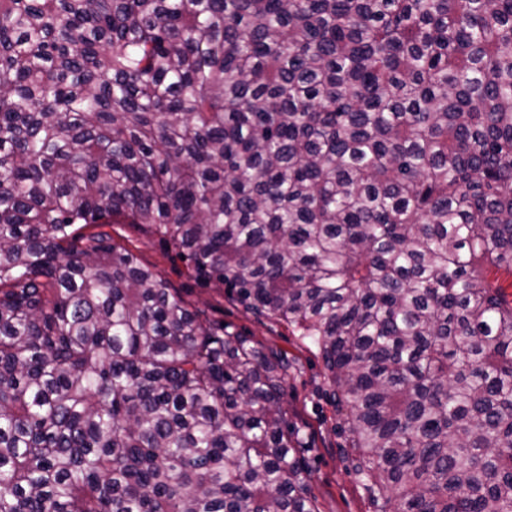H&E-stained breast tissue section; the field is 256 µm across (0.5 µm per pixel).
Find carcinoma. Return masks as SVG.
Listing matches in <instances>:
<instances>
[{"label":"carcinoma","instance_id":"cac0c4a2","mask_svg":"<svg viewBox=\"0 0 512 512\" xmlns=\"http://www.w3.org/2000/svg\"><path fill=\"white\" fill-rule=\"evenodd\" d=\"M315 347L374 512H512V0H0V512H319ZM96 231L109 232L113 244L133 252L143 265L177 288L187 303L205 311L208 320L230 325L265 352L272 350L288 361L284 407L288 420L301 430L303 444L297 457L312 472L310 489L320 512H372L366 490L348 473L344 453L347 434L342 435L337 428L343 420L332 406V388L317 351L303 345L285 323L253 314L225 288L196 281L186 264L147 229L112 223L82 232Z\"/></svg>","mask_w":512,"mask_h":512}]
</instances>
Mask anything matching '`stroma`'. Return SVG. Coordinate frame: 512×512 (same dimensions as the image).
I'll use <instances>...</instances> for the list:
<instances>
[{
    "instance_id": "stroma-1",
    "label": "stroma",
    "mask_w": 512,
    "mask_h": 512,
    "mask_svg": "<svg viewBox=\"0 0 512 512\" xmlns=\"http://www.w3.org/2000/svg\"><path fill=\"white\" fill-rule=\"evenodd\" d=\"M108 231L113 244L133 252L143 265L177 288L187 303L203 310L208 320L230 325L263 350L287 360L284 406L289 421L301 431L303 444L297 455L312 473L310 489L320 512H372L365 489L348 472L346 437L338 430L340 418L316 350L303 345L285 323L255 315L227 290L196 281L186 264L147 229L113 224Z\"/></svg>"
}]
</instances>
